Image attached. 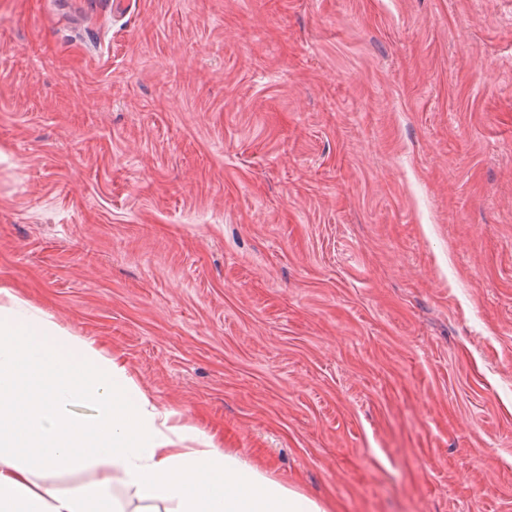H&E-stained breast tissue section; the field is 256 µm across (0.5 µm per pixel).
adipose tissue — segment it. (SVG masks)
<instances>
[{"instance_id": "ef3b65f1", "label": "adipose tissue", "mask_w": 512, "mask_h": 512, "mask_svg": "<svg viewBox=\"0 0 512 512\" xmlns=\"http://www.w3.org/2000/svg\"><path fill=\"white\" fill-rule=\"evenodd\" d=\"M74 469L93 470L95 485L66 493L39 480ZM116 485L171 512H328L158 407L122 358L0 287V512H124Z\"/></svg>"}]
</instances>
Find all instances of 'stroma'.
I'll return each mask as SVG.
<instances>
[{"mask_svg": "<svg viewBox=\"0 0 512 512\" xmlns=\"http://www.w3.org/2000/svg\"><path fill=\"white\" fill-rule=\"evenodd\" d=\"M0 285L328 512H512V0H0Z\"/></svg>", "mask_w": 512, "mask_h": 512, "instance_id": "1", "label": "stroma"}]
</instances>
